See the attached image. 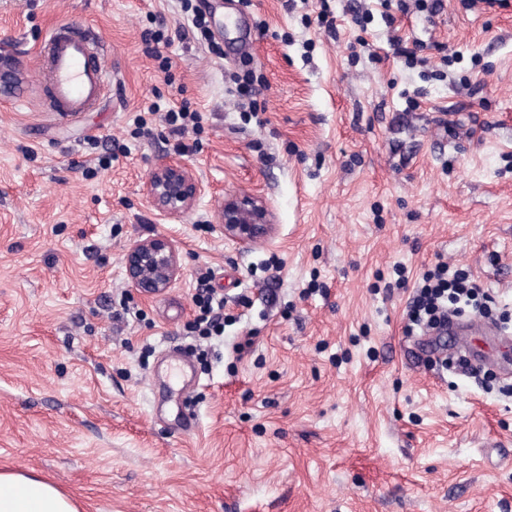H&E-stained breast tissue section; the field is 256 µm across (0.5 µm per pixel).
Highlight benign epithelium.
Listing matches in <instances>:
<instances>
[{
  "label": "benign epithelium",
  "mask_w": 512,
  "mask_h": 512,
  "mask_svg": "<svg viewBox=\"0 0 512 512\" xmlns=\"http://www.w3.org/2000/svg\"><path fill=\"white\" fill-rule=\"evenodd\" d=\"M20 70L14 61L0 65V91L15 80ZM200 193L201 185L187 165L167 158L155 163L146 186L150 204L165 216L188 211ZM218 226L224 235L251 244L272 233L274 219L260 198L244 195L224 201ZM123 263L130 287L143 298L165 292L181 271L180 254L164 236L134 242L125 252Z\"/></svg>",
  "instance_id": "obj_1"
}]
</instances>
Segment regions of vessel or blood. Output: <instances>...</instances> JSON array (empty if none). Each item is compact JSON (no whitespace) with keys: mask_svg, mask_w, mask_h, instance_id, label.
Instances as JSON below:
<instances>
[{"mask_svg":"<svg viewBox=\"0 0 512 512\" xmlns=\"http://www.w3.org/2000/svg\"><path fill=\"white\" fill-rule=\"evenodd\" d=\"M37 67L52 110L61 116L88 111L105 89V51L90 29L53 26L37 53Z\"/></svg>","mask_w":512,"mask_h":512,"instance_id":"1","label":"vessel or blood"}]
</instances>
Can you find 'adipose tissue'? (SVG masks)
Segmentation results:
<instances>
[{"label": "adipose tissue", "mask_w": 512, "mask_h": 512, "mask_svg": "<svg viewBox=\"0 0 512 512\" xmlns=\"http://www.w3.org/2000/svg\"><path fill=\"white\" fill-rule=\"evenodd\" d=\"M0 512H78V508L42 478L0 472Z\"/></svg>", "instance_id": "adipose-tissue-1"}]
</instances>
